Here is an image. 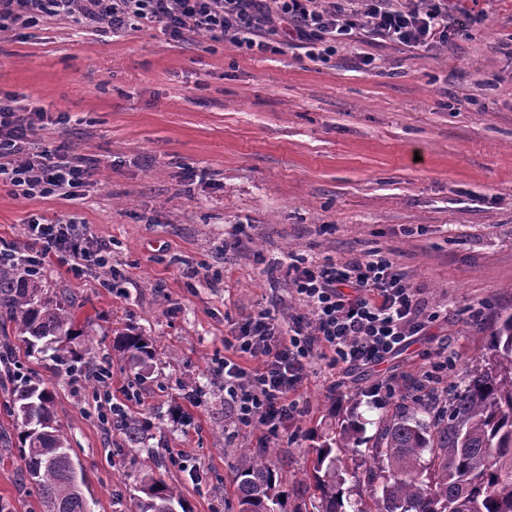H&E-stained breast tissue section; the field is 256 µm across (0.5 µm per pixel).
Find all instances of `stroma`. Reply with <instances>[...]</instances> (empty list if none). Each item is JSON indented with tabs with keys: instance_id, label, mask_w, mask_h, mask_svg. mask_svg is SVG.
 Instances as JSON below:
<instances>
[{
	"instance_id": "35a3bbf8",
	"label": "stroma",
	"mask_w": 512,
	"mask_h": 512,
	"mask_svg": "<svg viewBox=\"0 0 512 512\" xmlns=\"http://www.w3.org/2000/svg\"><path fill=\"white\" fill-rule=\"evenodd\" d=\"M448 11L447 46L361 33L325 60L291 48L248 55L199 35L175 42L155 24L116 37L53 18L0 33V93L64 116L42 145L69 143L95 168L73 200L0 185V247L24 244L30 215L70 217L123 274L107 288L101 268L51 258L42 270L76 311L79 364L107 365L113 404L148 423L143 447H124L104 423L100 382L38 352L16 364L15 382L52 390L92 512H130L149 457L189 512H238L237 451L265 441L258 427L234 428L215 369L231 323L285 288L269 261L377 249L443 313L379 371L310 368L275 460L303 512L317 504L297 481L316 435L350 414L373 435L421 368L451 358L444 380L458 382L492 355L495 325L512 314V0H448ZM241 224L252 238L225 250ZM128 327L156 348L140 382L112 349ZM382 373L401 388L386 404L369 395ZM10 385L0 384V512H31Z\"/></svg>"
}]
</instances>
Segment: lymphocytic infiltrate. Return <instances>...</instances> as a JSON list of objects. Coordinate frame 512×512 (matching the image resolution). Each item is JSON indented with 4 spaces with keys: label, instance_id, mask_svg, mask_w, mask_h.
<instances>
[{
    "label": "lymphocytic infiltrate",
    "instance_id": "lymphocytic-infiltrate-1",
    "mask_svg": "<svg viewBox=\"0 0 512 512\" xmlns=\"http://www.w3.org/2000/svg\"><path fill=\"white\" fill-rule=\"evenodd\" d=\"M56 17L112 33L152 23L178 41L192 33L251 54L273 51L279 38L310 58L333 54L337 43L363 30L418 49L447 46L451 35L448 0H0L1 33ZM22 100L19 94L0 100V184L25 198L72 199L93 168L68 144L36 148L44 114ZM28 227L24 251L0 250V260L12 256L34 272L54 256L68 258L77 271L108 264L106 244L85 225L34 214ZM271 270L284 274L302 313L284 322L267 309L253 313L225 334L220 366L234 426H260L268 439L297 414L294 393L311 364L375 367L440 318L378 251L346 262L292 259Z\"/></svg>",
    "mask_w": 512,
    "mask_h": 512
}]
</instances>
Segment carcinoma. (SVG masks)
I'll return each mask as SVG.
<instances>
[{
  "label": "carcinoma",
  "instance_id": "cac0c4a2",
  "mask_svg": "<svg viewBox=\"0 0 512 512\" xmlns=\"http://www.w3.org/2000/svg\"><path fill=\"white\" fill-rule=\"evenodd\" d=\"M76 314L65 299L44 288L13 262H0V350L53 352L62 361L73 336ZM496 353L466 371L437 410L429 404L405 409L362 438V423L350 415L312 448L307 488L318 495L317 512H512V315L501 319L493 336ZM112 348L132 366L156 356L143 332H122ZM18 404L19 457L28 479L27 496L42 512H91L85 479L67 439L54 425L53 392L43 383L13 391ZM112 428L132 447L142 440V422L120 412ZM360 462L350 476L379 489L373 505L352 506L339 454L360 445ZM273 448L241 451L236 469L239 512H288L289 494L272 461ZM133 512H188L179 489L147 468L136 479Z\"/></svg>",
  "mask_w": 512,
  "mask_h": 512
}]
</instances>
